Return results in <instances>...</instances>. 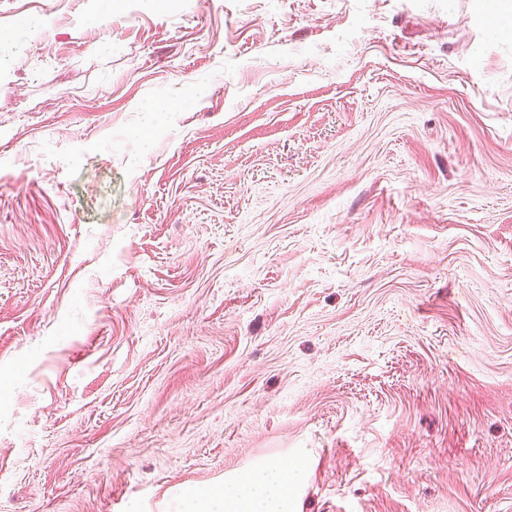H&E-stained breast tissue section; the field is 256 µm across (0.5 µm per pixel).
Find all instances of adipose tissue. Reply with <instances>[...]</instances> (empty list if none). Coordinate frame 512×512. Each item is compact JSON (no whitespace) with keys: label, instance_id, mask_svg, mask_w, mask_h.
Segmentation results:
<instances>
[{"label":"adipose tissue","instance_id":"1","mask_svg":"<svg viewBox=\"0 0 512 512\" xmlns=\"http://www.w3.org/2000/svg\"><path fill=\"white\" fill-rule=\"evenodd\" d=\"M302 481L293 468L258 462L218 490L190 494L184 512H299Z\"/></svg>","mask_w":512,"mask_h":512}]
</instances>
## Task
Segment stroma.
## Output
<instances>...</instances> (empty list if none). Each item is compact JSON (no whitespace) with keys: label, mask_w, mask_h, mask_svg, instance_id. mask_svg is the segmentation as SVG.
I'll return each mask as SVG.
<instances>
[{"label":"stroma","mask_w":512,"mask_h":512,"mask_svg":"<svg viewBox=\"0 0 512 512\" xmlns=\"http://www.w3.org/2000/svg\"><path fill=\"white\" fill-rule=\"evenodd\" d=\"M502 8L0 0V512H512ZM303 481L293 468L257 462L242 475L224 479L220 490L188 495L184 512H298Z\"/></svg>","instance_id":"obj_1"}]
</instances>
